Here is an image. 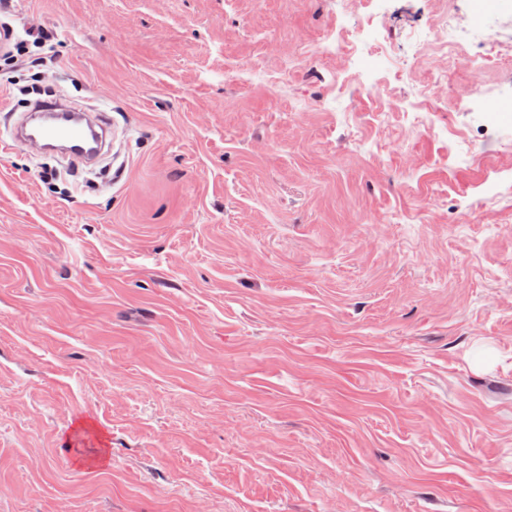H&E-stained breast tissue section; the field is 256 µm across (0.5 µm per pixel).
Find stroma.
I'll use <instances>...</instances> for the list:
<instances>
[{
	"mask_svg": "<svg viewBox=\"0 0 512 512\" xmlns=\"http://www.w3.org/2000/svg\"><path fill=\"white\" fill-rule=\"evenodd\" d=\"M16 10L114 162L0 151V512H512V0Z\"/></svg>",
	"mask_w": 512,
	"mask_h": 512,
	"instance_id": "35a3bbf8",
	"label": "stroma"
}]
</instances>
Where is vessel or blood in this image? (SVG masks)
Listing matches in <instances>:
<instances>
[{"label": "vessel or blood", "mask_w": 512, "mask_h": 512, "mask_svg": "<svg viewBox=\"0 0 512 512\" xmlns=\"http://www.w3.org/2000/svg\"><path fill=\"white\" fill-rule=\"evenodd\" d=\"M110 127L105 113L56 100L37 104L22 113L7 144L45 153L62 148L72 160L92 163L100 158Z\"/></svg>", "instance_id": "obj_1"}]
</instances>
